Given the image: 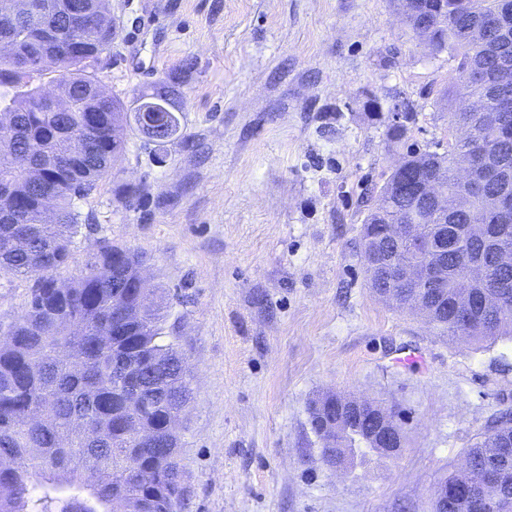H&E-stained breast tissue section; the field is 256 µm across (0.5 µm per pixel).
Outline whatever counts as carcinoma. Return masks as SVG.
<instances>
[{
  "mask_svg": "<svg viewBox=\"0 0 512 512\" xmlns=\"http://www.w3.org/2000/svg\"><path fill=\"white\" fill-rule=\"evenodd\" d=\"M84 2L91 6L89 39L49 43L33 35L15 55L0 56V124H11L8 143H0V192L25 206L20 217L0 208V274L36 276L27 309L0 344V512H178L182 443L169 419L190 402V378L176 343L164 341L163 303L140 311L141 300L157 292L143 287L145 260L104 244L80 277L66 282L56 272L82 229L76 201L96 188L123 150L112 131L132 121L161 148L183 136L186 102L173 82L138 93L133 104L106 94L88 67L112 43L116 24L104 0ZM401 3L419 40L436 51L449 48L459 59L448 124L471 136L449 140L445 156L410 155L408 174H391L363 201V251L378 261L396 253L379 237L390 223L436 222L417 180L438 178L458 201L446 220L456 249L439 287L401 288L396 307L432 309L429 324L442 336L464 334L478 345L512 339V267L498 265L499 253L512 251V209H495L512 186L488 180L474 189L455 167L479 142L492 163L512 168V109L499 111L491 72L496 59L512 58V0ZM41 56L60 69L57 86L71 102L67 112L36 109L43 91L33 77L44 68L28 69L26 62ZM162 89L171 95L169 112L149 124L141 108ZM46 194L55 202L51 223L40 210ZM464 293L476 312H485L465 328L456 309ZM120 321L126 335L114 337L112 325ZM336 415L344 417L337 447L323 453L344 466L352 448L371 445L374 434L367 415L339 409ZM511 446L512 414L505 412L465 450L473 469L445 479L446 512H471L457 487L481 491L477 472L486 466L502 476L489 492L491 512H512V456L499 454Z\"/></svg>",
  "mask_w": 512,
  "mask_h": 512,
  "instance_id": "1",
  "label": "carcinoma"
}]
</instances>
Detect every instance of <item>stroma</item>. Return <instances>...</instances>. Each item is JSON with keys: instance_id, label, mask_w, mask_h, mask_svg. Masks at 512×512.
Wrapping results in <instances>:
<instances>
[{"instance_id": "obj_1", "label": "stroma", "mask_w": 512, "mask_h": 512, "mask_svg": "<svg viewBox=\"0 0 512 512\" xmlns=\"http://www.w3.org/2000/svg\"><path fill=\"white\" fill-rule=\"evenodd\" d=\"M93 72L131 100L168 77L182 138L125 151L90 196L58 278L100 242L149 259L189 368L179 512H432L465 448L512 413V340L436 335L379 300L360 250L365 191L407 150L448 142L453 51L421 43L395 0H109ZM413 112L400 143L395 103ZM33 278L0 276V331ZM329 392L395 409L404 446L322 459L308 409Z\"/></svg>"}]
</instances>
